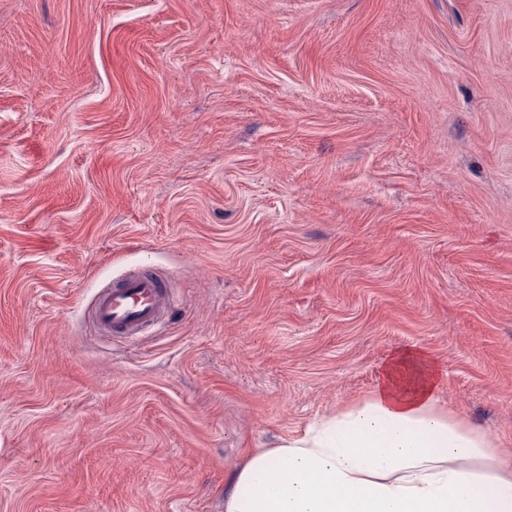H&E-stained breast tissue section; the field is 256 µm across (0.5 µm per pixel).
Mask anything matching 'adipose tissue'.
Returning <instances> with one entry per match:
<instances>
[{"label": "adipose tissue", "instance_id": "adipose-tissue-1", "mask_svg": "<svg viewBox=\"0 0 512 512\" xmlns=\"http://www.w3.org/2000/svg\"><path fill=\"white\" fill-rule=\"evenodd\" d=\"M441 372L398 350L362 399L253 450L224 512H512V456L449 415Z\"/></svg>", "mask_w": 512, "mask_h": 512}]
</instances>
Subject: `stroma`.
Instances as JSON below:
<instances>
[{
  "mask_svg": "<svg viewBox=\"0 0 512 512\" xmlns=\"http://www.w3.org/2000/svg\"><path fill=\"white\" fill-rule=\"evenodd\" d=\"M412 346L512 454V0H0V512H224ZM170 288L157 274L142 270L123 276L94 296L92 313L97 326L108 335L134 340L161 323L170 312Z\"/></svg>",
  "mask_w": 512,
  "mask_h": 512,
  "instance_id": "1",
  "label": "stroma"
}]
</instances>
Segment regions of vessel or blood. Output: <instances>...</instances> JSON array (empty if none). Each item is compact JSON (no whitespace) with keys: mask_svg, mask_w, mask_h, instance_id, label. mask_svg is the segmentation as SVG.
<instances>
[{"mask_svg":"<svg viewBox=\"0 0 512 512\" xmlns=\"http://www.w3.org/2000/svg\"><path fill=\"white\" fill-rule=\"evenodd\" d=\"M173 297L162 277L142 270L123 276L119 283L99 290L92 313L108 335L138 338L161 323L170 312Z\"/></svg>","mask_w":512,"mask_h":512,"instance_id":"b4317fda","label":"vessel or blood"}]
</instances>
